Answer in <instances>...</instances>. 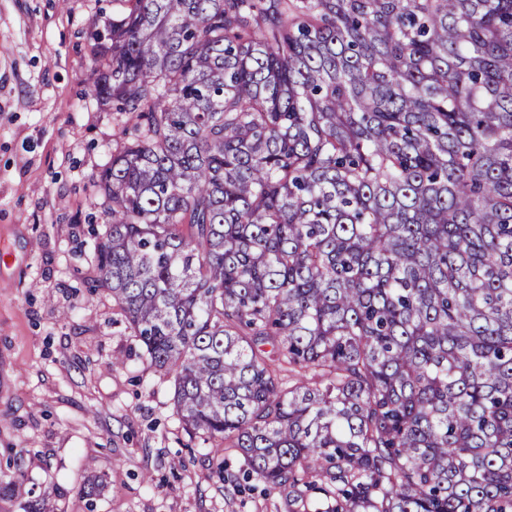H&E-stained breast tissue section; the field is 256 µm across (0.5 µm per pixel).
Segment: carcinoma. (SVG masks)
<instances>
[{"mask_svg":"<svg viewBox=\"0 0 512 512\" xmlns=\"http://www.w3.org/2000/svg\"><path fill=\"white\" fill-rule=\"evenodd\" d=\"M86 256L288 512H512V0H119Z\"/></svg>","mask_w":512,"mask_h":512,"instance_id":"cac0c4a2","label":"carcinoma"}]
</instances>
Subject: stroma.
Instances as JSON below:
<instances>
[{
  "label": "stroma",
  "mask_w": 512,
  "mask_h": 512,
  "mask_svg": "<svg viewBox=\"0 0 512 512\" xmlns=\"http://www.w3.org/2000/svg\"><path fill=\"white\" fill-rule=\"evenodd\" d=\"M110 0H0V512H288L262 489L219 491L206 448L187 451L173 381L150 367L91 267L94 180L117 127L89 80L88 27ZM122 365H113V358ZM151 482H144V474Z\"/></svg>",
  "instance_id": "35a3bbf8"
}]
</instances>
